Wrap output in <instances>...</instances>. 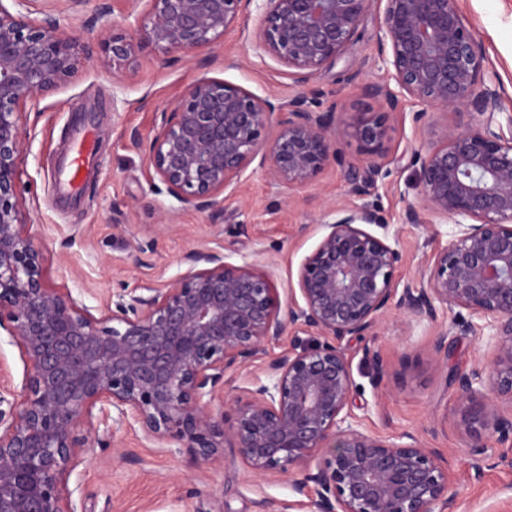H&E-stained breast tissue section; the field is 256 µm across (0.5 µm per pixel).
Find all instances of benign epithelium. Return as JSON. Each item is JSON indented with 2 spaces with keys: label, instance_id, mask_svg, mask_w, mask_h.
<instances>
[{
  "label": "benign epithelium",
  "instance_id": "1",
  "mask_svg": "<svg viewBox=\"0 0 512 512\" xmlns=\"http://www.w3.org/2000/svg\"><path fill=\"white\" fill-rule=\"evenodd\" d=\"M10 2L0 0V330L26 373L20 393L0 391V512H76L69 478L109 419L133 421L147 438L204 463L231 448L261 479L321 456L294 480L303 499L264 498L261 512H454L435 449L410 434L404 442L373 434L351 413L357 385L342 342L370 335L393 307L414 321L466 311L451 330L493 345L490 363L452 378L469 447L481 454L486 430L512 447V415L486 402L489 388L512 401V113L497 120L499 92L486 83L481 45L456 0H383L388 79L364 93L385 111L334 126V113L316 110L317 89L281 102L203 76L161 113L146 158L152 189L165 186L216 222L220 196L254 164L296 190L334 162L348 192L364 196L388 174L386 123L402 102L420 107L417 122L430 107H470V123L411 155L420 204L403 220L420 224L427 210L451 223L419 284L396 279L401 253L388 225L361 205L320 225L284 297L258 260L234 263L199 248L168 287L119 288L112 314L100 317L46 281L43 254L25 231L16 182L23 109L87 63L107 70L146 46L172 60L211 50L254 0H148V22L132 12L122 32L102 2L95 43L63 22L85 0H53L40 18L34 0ZM372 2L259 0L256 48L307 84L353 45ZM338 136L354 138L363 159L346 160ZM301 333L323 340L307 346ZM285 336L288 351L265 360ZM258 360L264 377L246 397L224 396L226 374Z\"/></svg>",
  "mask_w": 512,
  "mask_h": 512
}]
</instances>
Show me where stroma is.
Masks as SVG:
<instances>
[{
	"label": "stroma",
	"instance_id": "35a3bbf8",
	"mask_svg": "<svg viewBox=\"0 0 512 512\" xmlns=\"http://www.w3.org/2000/svg\"><path fill=\"white\" fill-rule=\"evenodd\" d=\"M456 5L482 46L490 85L512 113V0H457ZM383 8L382 0H375L354 45L312 79L310 85L321 92L320 111H380V102L362 88L386 78L380 55ZM256 29L255 13L241 16L205 66L194 58L165 62L149 47L109 72L81 68L53 96L28 102L16 175L27 229L43 253L42 271L51 285L69 289L95 314L108 315L113 289L140 281L168 287L184 272L187 251L209 247L234 262L257 258L286 286L295 283L301 259L316 246L329 210L361 200L387 224L402 254L398 277L419 281L447 237L432 215L420 224L402 219L406 207L419 201L409 157L439 142L447 127L470 123L471 114L432 108L417 124L413 106L404 104L388 122L389 174L361 200L349 195L343 170L334 163L294 191L273 186L267 173H245L225 192L224 218L217 226L208 213L150 189L146 154L157 115L198 78L222 80L261 98L287 100L303 92L305 86L286 67L259 56ZM85 134L95 137L97 155L84 191L68 193L60 181L74 140ZM143 240L152 241L153 249L134 258ZM453 318L448 312L411 325L393 308L371 336L345 341L359 386L350 407L372 433L392 438L409 433L436 449L456 494L455 512H512V447L501 448L485 434V459L475 464L449 380L451 372L488 362L489 348L485 339L450 335ZM444 331L448 353L439 356L434 344ZM297 476L293 470L260 480L229 450L223 462L197 465L125 425L92 439L69 489L76 512H258L261 498L294 499Z\"/></svg>",
	"mask_w": 512,
	"mask_h": 512
}]
</instances>
